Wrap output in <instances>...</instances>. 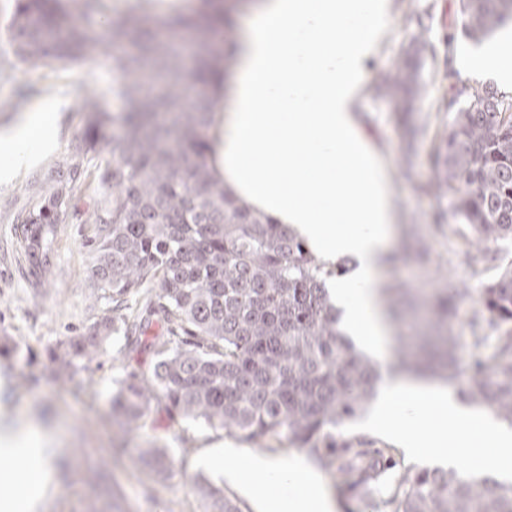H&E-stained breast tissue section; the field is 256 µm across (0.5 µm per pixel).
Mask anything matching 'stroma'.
I'll use <instances>...</instances> for the list:
<instances>
[{"label":"stroma","instance_id":"1","mask_svg":"<svg viewBox=\"0 0 512 512\" xmlns=\"http://www.w3.org/2000/svg\"><path fill=\"white\" fill-rule=\"evenodd\" d=\"M388 2L384 33L367 64L356 104L361 125L392 181L396 232L391 251L398 259L384 265L381 279L428 295L446 287L457 289L453 329L465 337L473 309L471 294L496 270L488 267L477 273L460 263L458 231L437 225L440 213L449 212L450 200L431 189L436 177L433 136L452 118L433 108L439 94L432 79L435 66L425 63L427 92L407 119L399 117L396 95L374 93L379 75L393 69L413 39L439 47L451 35L456 44H463L460 0ZM13 4L14 0H0V134L23 119L29 104L26 91L68 101L53 149L10 183L0 184V336L15 340L10 355L0 356V422L37 425L58 450L54 483L40 512H202L198 484L204 480L223 487L241 512H255L234 483L198 459L222 443L256 454L265 453V446L199 420H172L162 412L150 415L142 429L130 434L111 418L110 400L118 381L151 374L155 356L148 344H126L117 333L92 371L78 372L67 382L54 373L49 348L59 338L86 330L99 315L92 307L88 251L96 227L73 213L57 225L54 274L40 282L28 274V261L16 237V216L28 200L47 192V174L64 165L72 144L83 134L82 106L93 100L118 112L123 101L114 91L109 54L101 48L90 49L85 62L55 72L18 58L4 33ZM410 228L428 243L433 263L424 265L403 255ZM153 446L172 451L174 465L168 475L143 462L144 450Z\"/></svg>","mask_w":512,"mask_h":512}]
</instances>
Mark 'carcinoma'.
<instances>
[{
	"mask_svg": "<svg viewBox=\"0 0 512 512\" xmlns=\"http://www.w3.org/2000/svg\"><path fill=\"white\" fill-rule=\"evenodd\" d=\"M105 2L15 0L8 26L15 54L52 71L86 59L92 46L136 45L112 54L123 111L82 107L87 125L65 171L50 176L48 195L18 217L32 274L46 279L55 265V224L87 196V169L98 173L104 191L90 198L84 214L97 225L91 288L104 307L88 330L57 340L56 376L69 380L77 368L89 369L117 322L136 341L157 322L151 376L122 380L112 392V414L125 430L141 428L156 406L172 420H200L248 440L304 449L334 475L341 493L373 495L392 449L363 437L336 442V428L366 409L380 378L337 328L326 282L344 264L319 263L294 233L252 211L209 168L206 130L223 88L214 61L235 55L232 25L225 23L221 49L207 21L212 0H200L197 19H159L169 29L195 30L198 66L189 76L178 47L142 29L138 6L94 20ZM461 13V34L479 43L512 22V0H462ZM453 41H445L436 100V110L453 119L435 150L432 189L451 196L452 219L468 228L465 257L500 262L498 275L473 298L469 323L470 347L485 346L491 331L496 344L491 354L476 355L460 394L512 425V96L458 83ZM436 56L433 44L416 39L395 70L379 76L375 92L396 88L404 107H412L426 92L422 67ZM189 78L212 85L211 94L185 103L180 90ZM108 124L121 130L110 151L101 137ZM405 251L432 262L419 238ZM385 293L392 321L403 322L420 303L430 314L423 330L400 337L401 365L456 377L463 342L450 334L454 296L423 300L400 284ZM199 493L203 512H241L221 487L203 481ZM385 504L388 512H512V483L426 468L397 480Z\"/></svg>",
	"mask_w": 512,
	"mask_h": 512,
	"instance_id": "1",
	"label": "carcinoma"
}]
</instances>
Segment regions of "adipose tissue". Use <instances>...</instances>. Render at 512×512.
I'll return each instance as SVG.
<instances>
[{"label":"adipose tissue","instance_id":"ef3b65f1","mask_svg":"<svg viewBox=\"0 0 512 512\" xmlns=\"http://www.w3.org/2000/svg\"><path fill=\"white\" fill-rule=\"evenodd\" d=\"M385 0H263L238 39L216 115L214 166L226 185L274 223L290 227L327 264L352 262L327 282L340 326L381 367L373 426L415 455L512 482V426L461 404L452 389L392 374L391 324L380 271L395 232L389 175L355 115V98L384 26ZM468 73L494 76L512 90V31L469 56ZM65 105L45 98L0 136V182L11 181L52 149ZM57 455L37 428L0 430V512H38ZM208 464L245 493L275 488L256 512H338L322 474L300 455L217 452Z\"/></svg>","mask_w":512,"mask_h":512}]
</instances>
